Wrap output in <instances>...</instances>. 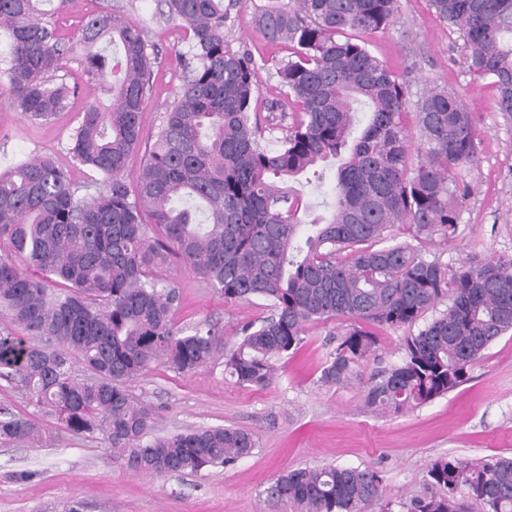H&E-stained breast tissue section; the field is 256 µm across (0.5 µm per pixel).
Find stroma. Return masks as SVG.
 I'll list each match as a JSON object with an SVG mask.
<instances>
[{"label":"stroma","mask_w":512,"mask_h":512,"mask_svg":"<svg viewBox=\"0 0 512 512\" xmlns=\"http://www.w3.org/2000/svg\"><path fill=\"white\" fill-rule=\"evenodd\" d=\"M267 0H241L225 40L248 51L259 66L256 110L277 98V63L289 51L269 44L253 23ZM101 10L139 24L158 51L142 117L141 143L129 156L125 179L136 185L159 117L174 104L182 84L175 61L185 49L182 27L168 19L163 0H70L57 20L60 32L76 37L87 16ZM372 50L394 73L404 75L412 95L433 87L457 93L473 112L481 140L479 165L469 180L458 232L426 244L428 256L451 267L469 257L512 255V115L494 111V88L468 69L458 31L438 20L428 0H402L399 24L372 37ZM80 94L53 121H30L0 101V169L37 153H53L73 182L84 186L93 171L78 165L68 147L84 109ZM158 276L179 296L174 321L189 328L218 323L232 339L238 323L266 316L264 301L237 304L182 268L175 259ZM337 323L307 325L300 349L282 359L276 379L263 389H246L226 375L223 361L182 375L159 366L137 379L131 391L155 410L153 432L171 435L189 427L233 426L251 432V456L194 475L160 479L136 475L112 460L100 440L53 433L39 443L0 447V512H270L262 491L277 474L326 464L369 466L381 472L385 496L370 512H387L391 501L425 490L428 467L447 456L475 461L512 456V335L499 338L471 369L466 383L434 401L399 415H378L364 404V376L347 385L319 382L327 353L336 345Z\"/></svg>","instance_id":"1"}]
</instances>
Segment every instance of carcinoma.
Returning a JSON list of instances; mask_svg holds the SVG:
<instances>
[{"instance_id": "1", "label": "carcinoma", "mask_w": 512, "mask_h": 512, "mask_svg": "<svg viewBox=\"0 0 512 512\" xmlns=\"http://www.w3.org/2000/svg\"><path fill=\"white\" fill-rule=\"evenodd\" d=\"M45 2L0 0L9 44L0 97L47 121L78 93L60 75L72 61L109 103L85 109L69 147L96 172L95 192L79 193L49 153L0 172V308L24 333H0V377L53 419L47 427L0 411L1 447L53 429L102 440L134 473L194 474L250 456L257 443L224 426L147 438L155 413L128 385L159 365L192 373L221 357L238 386L265 388L308 324L343 320L319 377L341 385L378 359L366 325L411 328L432 312L405 336L400 363L370 374L366 406L395 415L466 382L512 332V255L450 269L422 247L456 234L480 141L457 94L431 88L411 100L409 82L369 49L367 38L398 23L401 0H268L255 26L290 56L276 68L280 97L266 126L252 109L257 63L224 40L240 0H165L189 36L178 52L184 81L133 199L124 171L141 141L157 50L141 26L109 11L87 17L78 44L66 43ZM429 2L459 31L470 72L495 88L494 110L511 115L512 0ZM267 132L279 133L275 145ZM328 160L334 193L308 223L295 183ZM401 224L412 241L397 240ZM168 255L224 303L261 298L268 315L237 325L230 346L207 320L176 328L175 287L157 274ZM427 482L401 512H466L467 499L512 512V458L439 457ZM264 494L280 512H368L384 488L373 468L326 465L281 473Z\"/></svg>"}]
</instances>
